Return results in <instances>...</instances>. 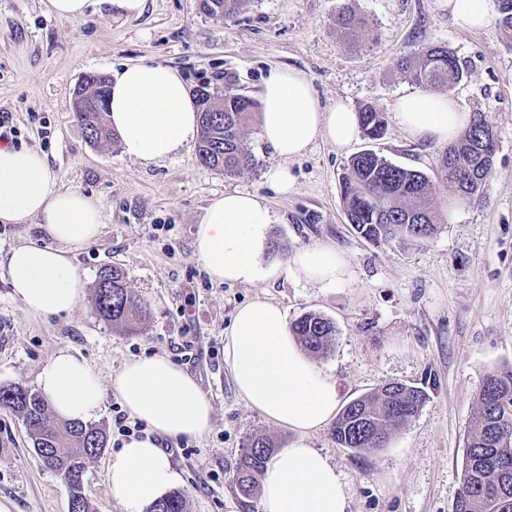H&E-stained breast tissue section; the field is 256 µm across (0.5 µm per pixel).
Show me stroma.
<instances>
[{
    "label": "stroma",
    "mask_w": 512,
    "mask_h": 512,
    "mask_svg": "<svg viewBox=\"0 0 512 512\" xmlns=\"http://www.w3.org/2000/svg\"><path fill=\"white\" fill-rule=\"evenodd\" d=\"M344 4L373 22L376 42L342 33L336 17ZM425 43L453 52L464 75L452 95L493 125L495 154L480 202L461 199L442 180L443 147L415 140L390 117L395 101L417 89L397 61ZM141 61L174 69L188 88L230 83L255 99L270 70L297 69L312 79L322 105L339 98L356 109L372 105L388 114L387 130L373 142L357 136L344 151L317 139L289 162L294 186L285 196L267 181L280 160L256 122L244 140L255 165L241 174L207 169L192 144L141 162L125 156L120 141L91 144L73 112L82 75ZM1 112L10 116L8 144L44 153L60 188L98 204L102 228L95 244L70 250L88 290L71 313L29 314L0 266V386L36 389L41 368L62 349L83 356L105 384L128 360L167 355L214 408L202 438L160 440L188 512H227L231 501L237 512H260L259 500L239 494L234 466L251 437L282 448L292 435L237 393L224 362L226 333L237 308L257 299L278 304L290 322L316 312L336 324L334 346L316 362L335 381L340 403L391 381L428 385L427 402L387 447H341L327 426L310 435V446L342 476L348 512H454L482 379L512 367V40L497 24L461 30L439 0H246L228 23L204 15L199 0H145L138 15L92 0L78 21L50 12L47 0H0ZM368 148L431 177L434 237L377 246L353 230L339 179L351 155ZM235 190L261 198L273 219L268 240L288 245L284 256L263 253L284 267L276 280L218 283L196 255L209 201ZM314 245L348 260L347 282L322 286L289 266L290 255ZM106 267L121 270L146 304L136 333L96 311L92 292ZM118 404L107 396L93 419L107 436L84 477L93 512H122L107 482L109 459L125 441L115 425ZM0 501L11 512H68L65 486L43 467L21 418L4 408Z\"/></svg>",
    "instance_id": "stroma-1"
}]
</instances>
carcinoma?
<instances>
[{"label":"carcinoma","instance_id":"obj_1","mask_svg":"<svg viewBox=\"0 0 512 512\" xmlns=\"http://www.w3.org/2000/svg\"><path fill=\"white\" fill-rule=\"evenodd\" d=\"M244 0H205L203 12L229 20ZM496 23L512 39V0H495ZM340 28L365 41L375 40L368 20L346 8L339 14ZM399 66L407 78L426 88L451 89L463 78L456 58L448 48L426 44L401 57ZM109 84L101 83L86 98L87 109L79 120L91 142L113 140L102 113L92 101L107 99ZM200 137L197 155L206 167L226 176L237 175L254 164V156L243 144L245 129L258 103L233 90H212L199 96ZM359 124L369 140L381 139L386 131L384 115L370 105L359 112ZM492 124L483 115L473 117L464 133L448 144L441 171L461 198L479 201L484 180L493 163L494 150L484 149ZM341 197L348 223L373 244L421 241L438 229L433 208L434 191L424 172L396 165L371 149L351 158L340 180ZM94 303L101 319L129 332L145 311L140 297L128 288L124 274L116 268L100 271ZM292 335L313 354L327 352L336 336L335 323L317 313H306L291 325ZM429 397L423 387L404 382L380 388L349 401L333 424L332 434L344 448H384L392 433L414 418ZM0 407L22 419L33 447L44 467L56 474L77 505L76 512H92L79 476L106 445L104 430L83 421H64L51 413L40 394L22 386L0 387ZM274 450L271 439H250L233 473L238 491L247 498L260 489V477ZM512 455V369L492 370L483 379L478 409L467 435L462 466V491L455 512H512V468L504 471L497 458ZM183 492L173 490L149 506L148 512H186Z\"/></svg>","mask_w":512,"mask_h":512}]
</instances>
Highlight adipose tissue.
<instances>
[{
  "label": "adipose tissue",
  "instance_id": "adipose-tissue-1",
  "mask_svg": "<svg viewBox=\"0 0 512 512\" xmlns=\"http://www.w3.org/2000/svg\"><path fill=\"white\" fill-rule=\"evenodd\" d=\"M261 103L262 138L281 160L268 180L283 195L293 186L288 160L303 155L318 137L342 150L358 134L354 108L342 100L322 107L311 78L294 69L270 72ZM393 112L415 139L438 145L453 141L470 122L449 95L429 91L400 97ZM107 116L124 154L140 161L170 157L199 130L198 109L180 76L150 62L115 73ZM33 219L47 244L17 246L0 258L10 271L12 294L37 317L70 313L85 297V282L68 249L97 240L101 211L81 191L60 189L44 155L2 147L0 223ZM270 222L254 194L235 191L213 198L196 230L197 255L208 275L234 283L278 278L282 267L262 260ZM293 264L314 283L338 285L349 275L346 260L326 246L302 250ZM224 360L246 403L294 434L288 446L273 453L261 475L262 512H347L340 474L308 442L336 414V385L298 345L282 309L263 300L240 307L229 328ZM37 383L61 419L95 416L112 393L132 417L146 423L150 436L126 441L108 466L110 494L124 512H142L177 480L154 434L199 439L213 420L212 404L195 378L163 355L126 362L105 385L83 357L61 350L41 368Z\"/></svg>",
  "mask_w": 512,
  "mask_h": 512
}]
</instances>
